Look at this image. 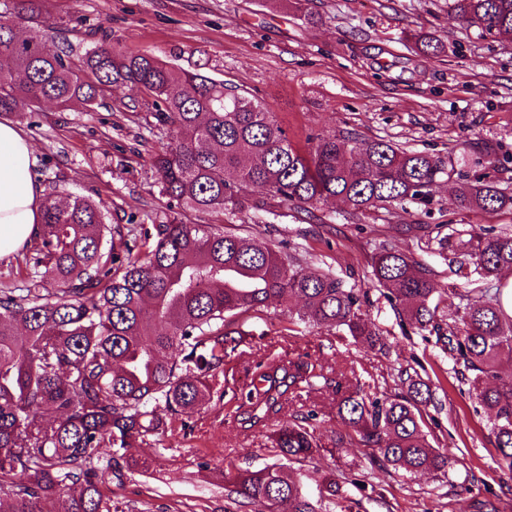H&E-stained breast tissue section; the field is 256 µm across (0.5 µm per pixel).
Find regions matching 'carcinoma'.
Here are the masks:
<instances>
[{"label":"carcinoma","mask_w":512,"mask_h":512,"mask_svg":"<svg viewBox=\"0 0 512 512\" xmlns=\"http://www.w3.org/2000/svg\"><path fill=\"white\" fill-rule=\"evenodd\" d=\"M0 12V114H19L36 100L94 104L104 90L126 87L155 99V119L176 137L151 157L160 192L180 209L310 211L331 199L351 215L379 204L417 203L430 212L433 187L454 163L388 140L308 137L301 152L266 106L206 74L180 70L149 54L112 44L86 51L80 65L40 31L45 0H12ZM448 10L477 37L512 38V0H448ZM32 24L21 37L16 25ZM512 162L490 145L475 166ZM462 209L512 211V194L491 180L460 182ZM462 245L477 279L455 289L459 304L444 314L445 289L434 270L386 241L371 256V280L401 328L436 336L463 366L461 379L490 411L500 465L512 471V317L501 296L512 271V232L482 228ZM139 249L145 258L122 253ZM279 244L224 232L216 224L106 223L103 207L82 195L45 196L43 222L25 255L23 285L0 290V505L7 512H119L102 488L138 448H151L171 418L210 399L211 378L228 351L271 299L301 303L290 324L341 330L369 349L387 343L363 309L366 293L329 265L307 270ZM241 426L261 430L301 391L329 385L322 360L304 352L268 368ZM391 394L351 387L336 376L338 448H367L371 470L449 477L456 462L425 431V407L439 389L409 366ZM298 413L276 430L271 447L284 459L254 471L228 472L227 498L268 512H353L358 502L341 475L320 474L313 496L287 463L314 459L319 445Z\"/></svg>","instance_id":"cac0c4a2"}]
</instances>
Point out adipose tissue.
I'll return each mask as SVG.
<instances>
[{"instance_id": "1", "label": "adipose tissue", "mask_w": 512, "mask_h": 512, "mask_svg": "<svg viewBox=\"0 0 512 512\" xmlns=\"http://www.w3.org/2000/svg\"><path fill=\"white\" fill-rule=\"evenodd\" d=\"M43 201L32 143L16 125L0 122V258L35 236Z\"/></svg>"}]
</instances>
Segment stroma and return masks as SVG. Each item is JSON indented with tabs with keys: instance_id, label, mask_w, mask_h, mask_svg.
I'll list each match as a JSON object with an SVG mask.
<instances>
[{
	"instance_id": "obj_1",
	"label": "stroma",
	"mask_w": 512,
	"mask_h": 512,
	"mask_svg": "<svg viewBox=\"0 0 512 512\" xmlns=\"http://www.w3.org/2000/svg\"><path fill=\"white\" fill-rule=\"evenodd\" d=\"M44 19L56 43L73 58L102 37L129 53H146L185 70H203L226 86L246 90L274 112L294 145L317 133L353 132L417 150L453 155L459 173L483 142L512 151V40L479 39L448 12V0H47ZM438 39L439 57L414 51L416 37ZM150 100L124 87L107 90L92 106L44 103L12 116L38 156L44 193L78 194L100 201L109 224H160L171 208L159 193L151 155L173 136L157 125ZM455 182L433 189L431 212L420 206L373 208L350 216L343 203L321 206L318 222L300 210L257 215L254 236L282 242L310 267L328 263L349 284L368 290L369 312L389 349L364 347L352 337L313 327L288 330V313L270 301L249 320L224 361L213 395L186 424H173L160 444L139 449L146 465L109 481L107 494L126 512H238L227 499L224 474L255 470L274 460L268 430L291 414L315 409L310 427L320 445L321 473L359 477L363 449L334 446L342 424L336 392L302 393L268 422L267 431L241 428L224 391L249 383L256 362L307 351L353 386L389 385L399 366L422 364L439 379L441 409H428L430 437L457 459L453 486L431 473H377L359 512H479L499 500L512 512V472L501 468L489 437L490 415L435 337L403 334L383 297L372 288L368 260L380 241L430 265L442 287L454 277L438 251L437 232L396 233L402 224H449L459 229L512 230V211L461 210Z\"/></svg>"
}]
</instances>
